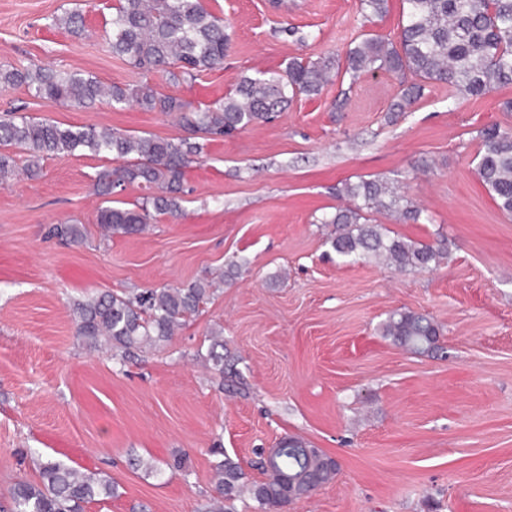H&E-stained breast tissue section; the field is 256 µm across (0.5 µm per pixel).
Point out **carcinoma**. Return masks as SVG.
<instances>
[{
	"mask_svg": "<svg viewBox=\"0 0 512 512\" xmlns=\"http://www.w3.org/2000/svg\"><path fill=\"white\" fill-rule=\"evenodd\" d=\"M112 14V55L140 74L159 71L174 83L192 81L224 64L228 36L224 18L208 11L202 0H118ZM362 15L383 20L388 0H360ZM57 25L79 35L82 13L66 9ZM336 69V60L294 58L283 71L245 77L224 98L205 109L163 96L147 81L138 85H106L95 77L49 66L0 65V87L25 86L34 96L61 105L91 107L106 101L114 107L134 105L148 112L176 113L179 124L198 139L177 142L155 135H128L94 125H64L13 112L0 118V184L19 173L34 178L49 156L87 150L110 155L123 165L98 173L97 189L110 195L115 186L136 183L148 190L133 209L105 207L97 222L105 237L142 232L159 217L181 211L187 169L199 161L206 143L268 122L297 97L319 96ZM384 70L400 81V94L389 109L395 121L420 97L427 83L448 85L450 98L482 97L512 84V0H403L397 40L364 33L345 51L343 71L351 83ZM476 174L498 209L512 217V132L492 124L479 131ZM352 205L324 217L336 230L326 244L344 262L373 258L401 271H431L448 257L444 241L423 243L393 236L368 222L369 212H387L404 223L420 221L422 210L397 187L382 179L344 182L337 189ZM57 237L78 242L84 234L75 224L53 228ZM231 262L227 274L206 277L184 287L145 288L135 294L103 291L73 303L75 334L95 351L152 349L170 340L175 328L200 312L211 289L224 276L239 273ZM382 335L406 350L434 356L439 326L426 314L395 310L381 327ZM210 370L233 385L235 363L224 357L223 329L212 332L206 353H197ZM265 479L249 482L240 463L229 455L212 467L213 509L244 491L259 512L282 507L332 481L338 465L322 449L299 437H284L268 458L259 462ZM115 495L112 479L101 472L81 471L61 461L39 465V481H19L10 489L11 512H85L91 502Z\"/></svg>",
	"mask_w": 512,
	"mask_h": 512,
	"instance_id": "obj_1",
	"label": "carcinoma"
}]
</instances>
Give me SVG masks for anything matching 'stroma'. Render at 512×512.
I'll list each match as a JSON object with an SVG mask.
<instances>
[{
    "label": "stroma",
    "mask_w": 512,
    "mask_h": 512,
    "mask_svg": "<svg viewBox=\"0 0 512 512\" xmlns=\"http://www.w3.org/2000/svg\"><path fill=\"white\" fill-rule=\"evenodd\" d=\"M117 0H96L83 35L54 18L72 0H0V63L53 65L107 84L148 80L191 106L223 97L242 76L289 59L344 57L362 33L397 36L401 0L368 22L359 0H202L224 19L220 68L196 81L142 77L106 38ZM399 88L376 72L335 76L313 100L206 144L186 174L181 212L149 229L102 240L105 205L131 208L138 184L105 198L96 175L115 167L89 153L45 159L39 177L0 186V512L10 487L38 479L53 458L96 470L117 495L86 512H201L217 451L261 479L265 449L296 435L339 465L336 479L287 512H512V217L475 174L478 132L512 130V85L449 103L428 85L407 112L387 113ZM19 112L133 135L185 137L174 116L137 107H66L26 87L0 88V115ZM398 184L419 223L386 212L370 221L427 243L446 239L433 272L399 273L375 260L325 255L326 226L346 181ZM83 225L69 243L60 222ZM242 268L151 352L104 354L75 334L72 303L111 290L180 287ZM432 317L437 356L382 336L389 312ZM236 360L238 390L196 360L215 325ZM181 469H171L174 458ZM141 467H132V460Z\"/></svg>",
    "instance_id": "1"
}]
</instances>
